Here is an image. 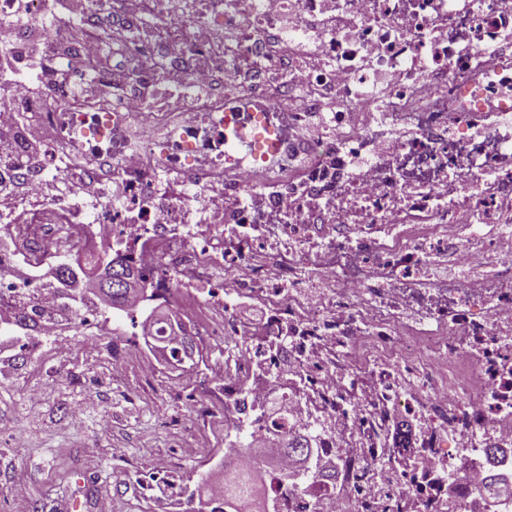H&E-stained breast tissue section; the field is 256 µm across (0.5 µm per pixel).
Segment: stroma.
Masks as SVG:
<instances>
[{"label":"stroma","mask_w":512,"mask_h":512,"mask_svg":"<svg viewBox=\"0 0 512 512\" xmlns=\"http://www.w3.org/2000/svg\"><path fill=\"white\" fill-rule=\"evenodd\" d=\"M94 335L61 333L27 362L0 375V512H170L183 486L207 493L221 478L210 455L223 452V421L185 427L197 397L224 371V350L202 344L212 366L141 381L124 313Z\"/></svg>","instance_id":"35a3bbf8"}]
</instances>
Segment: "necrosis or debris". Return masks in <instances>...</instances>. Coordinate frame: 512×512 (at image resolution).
Listing matches in <instances>:
<instances>
[{
    "mask_svg": "<svg viewBox=\"0 0 512 512\" xmlns=\"http://www.w3.org/2000/svg\"><path fill=\"white\" fill-rule=\"evenodd\" d=\"M325 2L80 0L76 22L56 0H28L21 16L0 0V181L24 185L0 197V330L26 315L21 343L39 350L62 327L93 328L92 311L63 305L48 259L121 244L147 277L129 317L148 302L172 312L156 335L177 324L249 339L226 351L197 419L269 448L282 429L324 425L320 455L340 467L322 489L270 473L281 512H485V453L512 448V0ZM311 31L322 55L302 66ZM37 36L46 65L81 64L30 99ZM111 43L127 74L118 95ZM273 46L289 72L275 83L257 71ZM237 69L254 79L225 93ZM174 86L188 102L165 101ZM330 99L325 134L300 139ZM256 104L278 128L263 158L235 150L224 121L236 106L253 124ZM32 132L35 156L20 139ZM242 299L264 305L260 326L236 320ZM366 341L440 412L467 413L469 436L448 443L389 378L370 401L343 393L321 351ZM265 395L288 412L258 415ZM394 408L423 431L382 453Z\"/></svg>",
    "mask_w": 512,
    "mask_h": 512,
    "instance_id": "1",
    "label": "necrosis or debris"
}]
</instances>
